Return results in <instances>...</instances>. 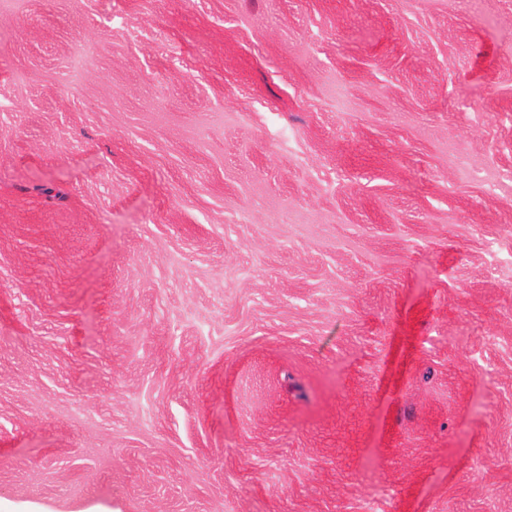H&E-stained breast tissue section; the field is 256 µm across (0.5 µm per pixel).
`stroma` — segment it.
<instances>
[{
	"label": "stroma",
	"mask_w": 512,
	"mask_h": 512,
	"mask_svg": "<svg viewBox=\"0 0 512 512\" xmlns=\"http://www.w3.org/2000/svg\"><path fill=\"white\" fill-rule=\"evenodd\" d=\"M0 512H512V0H0Z\"/></svg>",
	"instance_id": "1"
}]
</instances>
